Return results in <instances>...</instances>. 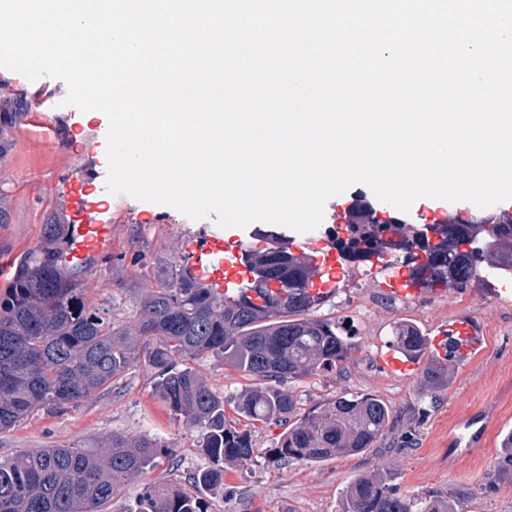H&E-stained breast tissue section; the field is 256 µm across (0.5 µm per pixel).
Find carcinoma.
<instances>
[{"instance_id": "1", "label": "carcinoma", "mask_w": 512, "mask_h": 512, "mask_svg": "<svg viewBox=\"0 0 512 512\" xmlns=\"http://www.w3.org/2000/svg\"><path fill=\"white\" fill-rule=\"evenodd\" d=\"M20 100L0 115V138L27 113ZM379 209L359 198L349 207L346 240H336L349 259L366 261L394 248L397 225L384 222ZM501 226L492 272L482 266L477 244L485 224L460 216L431 225L434 239H422L415 224L402 235L411 260V276L432 288L443 280L461 288L479 277H512V214L500 213ZM67 224L57 212L47 214L39 243L5 278L0 294V432L35 412L64 413L142 364L156 376V393L186 426L197 432L210 467L192 480L205 487L223 486L224 469L254 455L250 433L237 428L269 422L285 426L276 459L321 463L331 457L359 455L377 447L390 427L391 411L374 395L342 394L306 413L296 412L287 381L301 379L345 361L356 344L336 322L310 317L316 306L306 292V271L277 236H263L267 246L253 249L255 281L250 288L259 306L241 294L229 300L196 285L184 271L139 301L135 323L118 325L85 300L81 271L66 270L59 246ZM286 296L270 294L271 282ZM392 343L414 358L425 354L421 332L404 325ZM214 356L224 365L262 383L229 402L211 390L186 361ZM233 412L236 418L228 416ZM504 448L495 485L512 482V433ZM171 449L156 437L119 435L101 446L45 448L0 460V512H99L123 482L155 467ZM136 512H208L205 503L167 482L147 487ZM341 512H456L452 497L432 493L410 498L398 492L381 467L346 488Z\"/></svg>"}]
</instances>
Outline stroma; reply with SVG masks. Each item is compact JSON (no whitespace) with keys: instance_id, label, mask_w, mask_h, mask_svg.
I'll list each match as a JSON object with an SVG mask.
<instances>
[{"instance_id":"obj_1","label":"stroma","mask_w":512,"mask_h":512,"mask_svg":"<svg viewBox=\"0 0 512 512\" xmlns=\"http://www.w3.org/2000/svg\"><path fill=\"white\" fill-rule=\"evenodd\" d=\"M66 94L65 84L51 77L31 82L14 71L0 76V113L20 99L40 103L5 133L11 149L0 158L2 271H9L38 243L46 212L63 209L59 175L77 170L87 158L107 162L106 116L69 113L62 105ZM359 196L375 199L360 183L330 198L314 236L329 241L343 232L334 215ZM99 198L112 213V249L89 277L86 300L123 324L134 322L144 290L166 282L176 265L185 262L184 242L209 231L223 236L228 246L242 240L257 248L261 242L256 233L267 227L256 221L244 228H224L215 217L194 220L172 207L126 194L103 191ZM351 267L353 276L341 281L335 295L314 307L311 316L336 321L356 348L342 366L293 381L291 387L301 413L343 393L383 399L396 423L378 447L322 463L277 464L269 460L268 451L277 447L283 429L264 424L251 432V461L226 469L222 490L194 484L192 474L207 467L208 459L195 432L157 396L153 372L138 365L64 414L38 412L0 432V458L54 446L84 448L106 442L115 433L165 439L172 455L122 484L102 512H135L144 489L160 481L203 499L208 512H340L346 487L377 464L390 469L404 495L441 492L454 497L457 512H512L511 483L499 484L488 495L483 492L497 466L500 435L512 431V279H493L480 289L427 293L405 302L377 287L369 263L355 261ZM461 310L476 313L485 325V351L474 366L435 375L427 384L383 368L381 357L398 325H414L428 337ZM190 366L227 398L258 384L212 356L192 360ZM473 413L489 425L481 447L449 446V433L461 431Z\"/></svg>"}]
</instances>
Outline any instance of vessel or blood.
I'll return each mask as SVG.
<instances>
[{"label":"vessel or blood","instance_id":"obj_1","mask_svg":"<svg viewBox=\"0 0 512 512\" xmlns=\"http://www.w3.org/2000/svg\"><path fill=\"white\" fill-rule=\"evenodd\" d=\"M100 171L80 170L64 176L65 210L69 224L62 260L67 267L93 271L97 259L112 245V218L107 208L88 200L87 188L101 181ZM290 251L308 269L307 289L325 299L336 287V255L325 241L313 237L291 243ZM245 245L227 247L222 237L208 235L192 240L186 247L190 256L187 273L211 291L229 297L240 295L252 272L242 261ZM375 273L385 292L409 301L423 293L420 282L389 259L378 261ZM485 330L473 313L463 311L442 326L431 340L432 352L448 358L459 367L472 365L483 351ZM388 370L406 378L414 377L418 363L410 361L398 349H389L382 357Z\"/></svg>","mask_w":512,"mask_h":512}]
</instances>
